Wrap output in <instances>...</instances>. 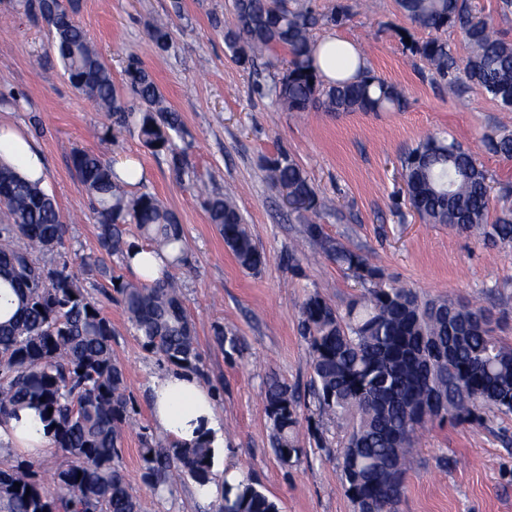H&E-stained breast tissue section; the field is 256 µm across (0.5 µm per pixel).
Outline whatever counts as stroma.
<instances>
[{
    "mask_svg": "<svg viewBox=\"0 0 512 512\" xmlns=\"http://www.w3.org/2000/svg\"><path fill=\"white\" fill-rule=\"evenodd\" d=\"M337 3L349 15L316 39L358 44L371 74L397 85L404 104L382 112H284L257 92L273 74L267 61L285 63L278 48L256 67L239 66L224 44L232 0H82L79 25L98 45L114 79L137 56L178 111L176 144L210 192H233L246 226L264 254L257 272L243 270L209 223L202 197L170 164L167 152L145 150L137 136L106 135L110 125L63 75L40 21L17 0H0V120L23 128L42 152L45 188L68 226L70 253L97 250L98 223L73 165L77 150L103 158H132L156 195L178 218L187 262L178 274L183 303L201 354L200 381L214 391L224 416L227 463L248 470L280 512H355L341 481L336 428L312 415L311 370L300 334V307L319 293L335 307L359 291L351 272L306 241L307 219L292 211L264 168L290 156L308 175L323 205L319 223L385 276L428 298L448 297L498 319L512 344V245L487 243L445 224L424 223L407 203L400 158L430 135L471 148L492 186L488 223L512 208V159L481 145L512 112L464 74L457 95L436 81L414 51L430 33L412 24L397 0H311L325 12ZM166 19L173 48L157 53L149 31ZM112 354L123 367L132 425L123 441L122 467L143 512H210L188 485L158 497L141 479L143 437L160 438L150 416L149 383L166 365L130 331L118 303H106ZM233 329L239 350L227 354L216 328ZM277 376L298 396L299 440L307 454L285 465L270 448L264 385ZM323 436L326 447L315 445ZM398 512H512V415L486 412L482 420L433 423L419 432Z\"/></svg>",
    "mask_w": 512,
    "mask_h": 512,
    "instance_id": "35a3bbf8",
    "label": "stroma"
}]
</instances>
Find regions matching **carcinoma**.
<instances>
[{
	"label": "carcinoma",
	"instance_id": "obj_1",
	"mask_svg": "<svg viewBox=\"0 0 512 512\" xmlns=\"http://www.w3.org/2000/svg\"><path fill=\"white\" fill-rule=\"evenodd\" d=\"M41 17L64 75L112 118V127L137 134L151 153H170L184 174L174 137L180 118L137 59L124 69L123 89L77 24L80 0H20ZM414 25L437 33L417 52L442 79L454 68L448 42L438 33L458 28L471 47L467 79L512 112V42L490 34L471 0H398ZM348 15L339 4L318 13L307 0H234L233 28L225 44L237 63L253 67L276 46L291 60L260 95L289 112L320 106L327 112H380L398 106V88L368 72L359 81L324 86L313 64V31L333 28ZM154 48L172 46L169 27L153 24ZM493 153L512 158V133L492 137ZM74 167L89 194L100 228V253L81 257L89 275L108 272L101 254L128 255L139 244L126 239L134 224L156 249L170 254L152 282H121L117 293L129 328L142 347L175 369L198 371L201 356L183 307L176 273L185 262V240L175 214L151 193L131 194L113 165L78 150ZM267 177L285 189L298 210L318 214L316 192L294 160L282 156ZM402 177L410 207L429 224H448L492 243L512 244V209L486 223L490 187L472 152L456 140L428 137L409 150ZM209 223L224 238L238 264L255 272L263 254L234 199L209 195ZM68 227L60 208L38 180L0 165V421L23 408L37 410L65 463L49 486L30 460L0 468V512H142L120 465L123 432L130 418L125 376L112 357V322L70 270ZM305 239L346 267L363 292L338 311L319 294L301 307V333L308 344L316 414L342 432V475L356 512H397L407 464L418 430L436 421H479L482 410L512 413V345L496 334L482 309L447 298L424 299L416 289L388 281L382 269L324 235L308 221ZM45 401H40V398ZM298 402L287 382L267 379L264 410L276 457L299 461ZM139 449L142 479L157 495L181 481L205 485L212 448L185 447L146 437ZM214 512H279L277 502L247 477L224 485Z\"/></svg>",
	"mask_w": 512,
	"mask_h": 512
}]
</instances>
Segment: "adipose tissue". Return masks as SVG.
<instances>
[{"label": "adipose tissue", "mask_w": 512, "mask_h": 512, "mask_svg": "<svg viewBox=\"0 0 512 512\" xmlns=\"http://www.w3.org/2000/svg\"><path fill=\"white\" fill-rule=\"evenodd\" d=\"M315 65L326 83L356 81L365 70L360 47L347 40L328 37L317 42ZM16 167L21 176L44 178L43 159L32 140L12 124L0 122V162ZM152 419L156 428L181 444L192 446L209 442L213 450V477L199 499L212 501L220 497L224 483L241 479L239 470H227L224 445V417L214 393L192 373L174 370L157 375L150 383ZM51 445L33 409L19 410L17 415L0 422V452L9 453Z\"/></svg>", "instance_id": "adipose-tissue-1"}]
</instances>
